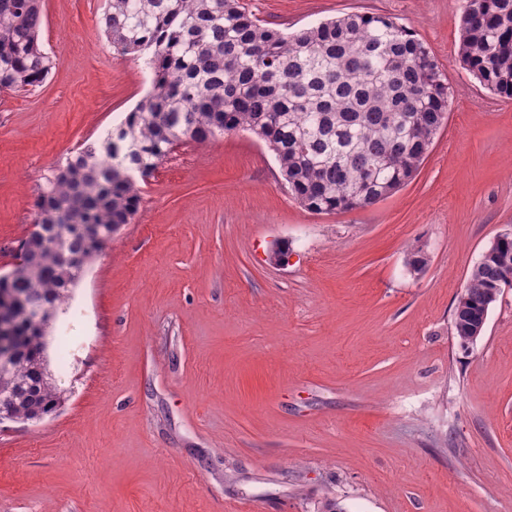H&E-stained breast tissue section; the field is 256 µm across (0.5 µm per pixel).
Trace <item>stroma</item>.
<instances>
[{
	"label": "stroma",
	"mask_w": 512,
	"mask_h": 512,
	"mask_svg": "<svg viewBox=\"0 0 512 512\" xmlns=\"http://www.w3.org/2000/svg\"><path fill=\"white\" fill-rule=\"evenodd\" d=\"M241 3L284 32L394 18L437 59L448 119L406 186L332 214L293 199L251 132L178 146L47 330L57 409L0 422V512H512V288L469 352L452 335L512 232V99L461 61L466 0ZM105 4L43 0L56 65L0 92V275L39 185L151 85L100 30Z\"/></svg>",
	"instance_id": "stroma-1"
}]
</instances>
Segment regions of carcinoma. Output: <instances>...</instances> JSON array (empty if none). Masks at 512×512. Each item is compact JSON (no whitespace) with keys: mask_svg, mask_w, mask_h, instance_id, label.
I'll list each match as a JSON object with an SVG mask.
<instances>
[{"mask_svg":"<svg viewBox=\"0 0 512 512\" xmlns=\"http://www.w3.org/2000/svg\"><path fill=\"white\" fill-rule=\"evenodd\" d=\"M99 26L120 56L146 57L152 87L107 140L84 144L41 189L45 233L21 241L24 262L0 296L21 297L0 399L20 419L59 403L39 326L66 312L69 289L137 212L135 178L181 144L250 131L273 151L301 206L313 213L370 207L411 180L448 112V84L409 29L347 13L291 34L260 24L239 0H107ZM41 0H0V91L41 84L55 62L39 42ZM461 61L494 93L512 97V0H468ZM84 215L98 238L75 233ZM512 286V232L480 254L453 310L458 346L476 342L485 313Z\"/></svg>","mask_w":512,"mask_h":512,"instance_id":"cac0c4a2","label":"carcinoma"}]
</instances>
